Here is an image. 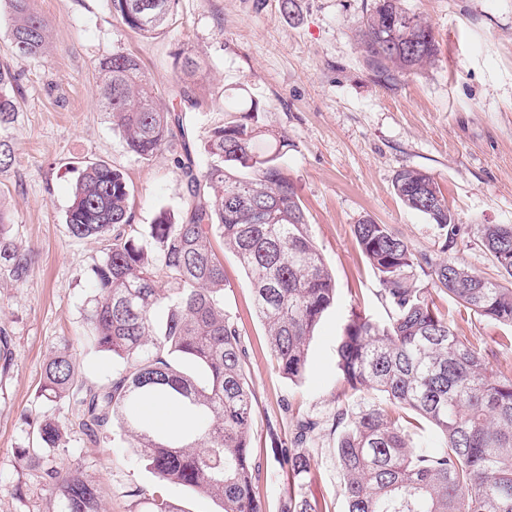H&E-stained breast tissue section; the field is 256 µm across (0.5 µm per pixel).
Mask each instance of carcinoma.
I'll return each instance as SVG.
<instances>
[{
  "label": "carcinoma",
  "mask_w": 512,
  "mask_h": 512,
  "mask_svg": "<svg viewBox=\"0 0 512 512\" xmlns=\"http://www.w3.org/2000/svg\"><path fill=\"white\" fill-rule=\"evenodd\" d=\"M112 14L144 37L164 33L179 0H108ZM12 52L41 57L47 23L30 0H8ZM369 64L382 75L417 70L435 60L432 27L401 0H374L359 27ZM96 96L127 151L148 160L174 147L188 202L159 209L143 229L131 224L132 190L124 174L91 162L78 175L65 223L78 239L99 245L90 269L92 293L86 340L119 363L116 377L90 386L74 369L64 340L47 356L40 386L51 407L71 408L78 428L98 438L119 429L159 481L188 487L221 503L222 512H266L256 495L261 464L250 433L254 393L244 370L246 351L224 307V264L211 239L244 268L256 311L279 370L303 378L310 343L336 301V285L308 231L306 212L281 158L288 138L256 124L258 104L218 122L195 166L182 114L157 105L137 57L116 52L100 60ZM20 77L0 65V126L14 122ZM393 189L409 209L427 215L453 244L459 228L426 172L399 170ZM0 212V276L29 278L33 250L12 237ZM356 242L379 276L391 308L386 323L355 314L337 347V371L351 394L374 391L397 410L431 423L439 445H417L398 420L369 406L354 413L336 443L346 512H512V379L488 369L485 357L448 326L428 289L408 271L431 268L432 284L479 316L512 326V224H487L483 240L505 282L486 279L453 260L415 254L388 225L365 218ZM147 391L176 399L203 421L194 431L145 427L136 401ZM31 426L43 448L59 447L65 422L43 413ZM317 422L296 423L293 444L279 453L288 475L281 512H319L305 492L316 460L305 447ZM23 466L42 471L57 512H102L100 484L76 466L59 467L34 448L18 449ZM144 512H182L164 495Z\"/></svg>",
  "instance_id": "obj_1"
}]
</instances>
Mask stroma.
<instances>
[{"label":"stroma","mask_w":512,"mask_h":512,"mask_svg":"<svg viewBox=\"0 0 512 512\" xmlns=\"http://www.w3.org/2000/svg\"><path fill=\"white\" fill-rule=\"evenodd\" d=\"M373 0H180L167 31L142 37L113 16L107 0H31L48 25L50 47L40 58L13 54L6 5H0V63L21 77L23 100L14 123L0 128L15 160L0 169V212L14 237L34 248L28 281L0 278V323L9 332L0 360V512H53L41 472L21 466L16 451L35 442L25 418L45 412L39 393L53 343L71 341L76 371L90 385L111 383V355L82 343L83 305L99 246L73 238L65 224L72 188L87 162L120 169L133 192L132 221L152 222L162 207L180 209L187 192L171 152L144 160L127 152L100 112L94 89L100 59L135 54L159 103L181 108L191 145L203 143L225 115L247 100L261 110L259 125L286 135L282 162L308 218L309 233L336 280V303L310 344L308 371L297 382L277 368L256 313L244 269L212 245L224 262L226 309L247 351L246 372L255 396L251 430L262 464L256 492L267 512H280L288 486L278 452L288 445L296 418L313 417L316 478L306 489L321 512H345L334 448L338 409L390 404L375 392L349 400L336 374V347L353 314L384 322L389 306L378 275L362 255L353 227L365 217L390 225L419 254L455 259L485 278L502 273L486 250L481 228L512 224V0H402L433 27L436 61L422 69L380 76L358 41ZM199 65L174 99L178 54ZM428 172L438 183L460 231L453 247L429 217L407 209L393 190L400 169ZM434 300L458 335L485 355L489 369L512 378V327L492 323L437 292ZM51 459L77 465L105 490L103 512H142L131 489L151 496L164 489L182 512H219V504L187 488L160 485L146 462L121 440L91 441L70 428Z\"/></svg>","instance_id":"1"}]
</instances>
